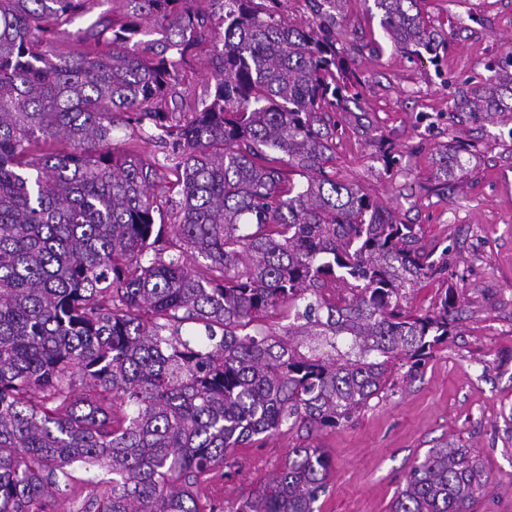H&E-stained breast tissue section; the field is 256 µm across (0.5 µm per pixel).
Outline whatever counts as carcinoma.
Returning a JSON list of instances; mask_svg holds the SVG:
<instances>
[{
	"label": "carcinoma",
	"mask_w": 512,
	"mask_h": 512,
	"mask_svg": "<svg viewBox=\"0 0 512 512\" xmlns=\"http://www.w3.org/2000/svg\"><path fill=\"white\" fill-rule=\"evenodd\" d=\"M92 2L0 0V512H57L75 462L112 474L82 512H224L200 504L201 476L286 423L349 420L448 340L455 295L407 310L439 266L413 225L327 171L332 113L355 101L336 47L349 0H304L300 24L284 0H121L92 48L57 53ZM373 2L395 47L444 46L420 0ZM145 20L161 38L141 39ZM197 50L213 81L202 94L184 75ZM509 98L512 74L462 104L492 118ZM122 123L164 160L114 144ZM474 151L441 154L440 187L448 157L460 167ZM169 171L171 224L156 194ZM283 305L284 334L255 327ZM188 320L204 337L182 335ZM332 468L324 449L295 445L230 512H318ZM488 483L446 443L412 466L390 512H472Z\"/></svg>",
	"instance_id": "carcinoma-1"
}]
</instances>
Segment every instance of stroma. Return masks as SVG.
<instances>
[{"instance_id": "35a3bbf8", "label": "stroma", "mask_w": 512, "mask_h": 512, "mask_svg": "<svg viewBox=\"0 0 512 512\" xmlns=\"http://www.w3.org/2000/svg\"><path fill=\"white\" fill-rule=\"evenodd\" d=\"M445 47L438 61L393 46L372 0H349L345 25L358 82L336 120L333 172L414 225L418 245L442 271L411 293L409 310H433L440 290L455 293L452 336L416 372L333 430L283 425L236 448L238 468L202 478L200 496L232 506L280 468L289 448L312 443L330 455L321 512H390L417 459L449 441L470 448L493 483L474 512H512V119L458 110V90L483 86L489 62L512 53V0H421ZM121 0H96L57 35L63 53L82 51L78 33L122 13ZM479 152L462 189L434 191L439 152L455 141ZM391 148L396 163L381 154Z\"/></svg>"}]
</instances>
